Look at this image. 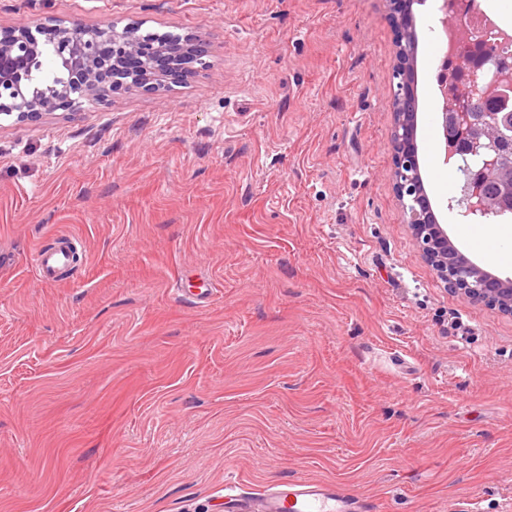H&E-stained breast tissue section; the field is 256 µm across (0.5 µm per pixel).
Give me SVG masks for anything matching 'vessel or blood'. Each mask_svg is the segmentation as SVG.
<instances>
[{"mask_svg":"<svg viewBox=\"0 0 512 512\" xmlns=\"http://www.w3.org/2000/svg\"><path fill=\"white\" fill-rule=\"evenodd\" d=\"M68 261L65 249L38 250L35 267L51 278ZM224 506L228 512H375L373 504L349 495L331 481L276 482L254 497L239 492L235 481L225 483Z\"/></svg>","mask_w":512,"mask_h":512,"instance_id":"obj_1","label":"vessel or blood"}]
</instances>
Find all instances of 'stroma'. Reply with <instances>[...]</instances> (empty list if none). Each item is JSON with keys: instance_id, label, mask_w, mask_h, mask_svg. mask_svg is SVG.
<instances>
[{"instance_id": "1", "label": "stroma", "mask_w": 512, "mask_h": 512, "mask_svg": "<svg viewBox=\"0 0 512 512\" xmlns=\"http://www.w3.org/2000/svg\"><path fill=\"white\" fill-rule=\"evenodd\" d=\"M416 142L451 241L434 0ZM199 35L163 91L0 121V512H224V480L337 483L379 512H512V316L464 300L402 219L389 0H0ZM78 262L43 281L37 249Z\"/></svg>"}]
</instances>
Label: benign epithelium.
I'll use <instances>...</instances> for the list:
<instances>
[{
  "label": "benign epithelium",
  "mask_w": 512,
  "mask_h": 512,
  "mask_svg": "<svg viewBox=\"0 0 512 512\" xmlns=\"http://www.w3.org/2000/svg\"><path fill=\"white\" fill-rule=\"evenodd\" d=\"M390 3L400 29L391 111L409 110L408 119L394 125L390 143L393 186L405 223L422 257L448 288L469 302L512 316V279L485 270L457 249L422 189L416 144L418 113L414 111L416 58L404 42L406 28L415 25L414 0ZM46 46L61 76L57 83L39 88L33 84V72L42 67L40 57ZM491 57L492 45L486 42L474 55L463 54V62L471 69L466 78L468 103L463 107L445 102L439 116L444 163H454L464 155L477 159L458 201L473 224H482L506 209L488 193V186L512 168V72L492 73ZM206 65L199 35L187 41H164L139 25L120 27L109 21L87 29L77 21L48 17L26 29H6L0 37V117L23 124L58 110L73 112L82 99L109 105L114 94L130 88L158 92Z\"/></svg>",
  "instance_id": "1"
}]
</instances>
